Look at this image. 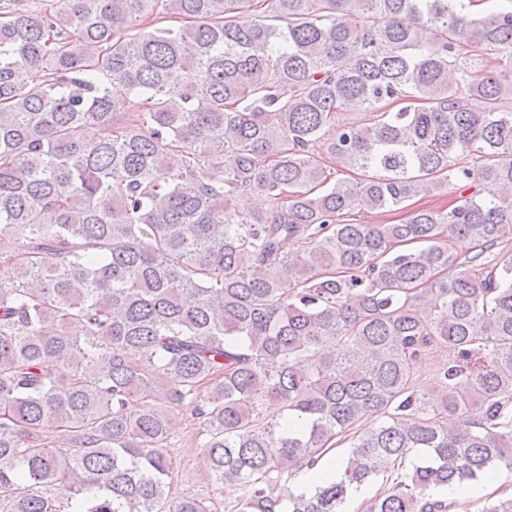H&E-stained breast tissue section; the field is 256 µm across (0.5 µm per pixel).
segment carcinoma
Returning a JSON list of instances; mask_svg holds the SVG:
<instances>
[{"instance_id": "cac0c4a2", "label": "carcinoma", "mask_w": 512, "mask_h": 512, "mask_svg": "<svg viewBox=\"0 0 512 512\" xmlns=\"http://www.w3.org/2000/svg\"><path fill=\"white\" fill-rule=\"evenodd\" d=\"M470 4L0 0V512H57L54 486L210 512L172 493L188 404L238 512H342L379 475L364 512H448L442 488L512 469V255H487L512 242V10ZM343 436L336 478L274 495ZM457 195L453 193V190L448 189L445 191H442L440 195H433L429 197H425L421 200L417 197L415 199H412L411 201L407 202L406 204H411L410 207L403 209V210H397L393 212H387L383 213L382 215H371L372 217H369L367 219H362L360 217H357V219H362L361 221H367L371 222V224H398L402 222V220L407 218V212L412 210L413 208H418L422 206L427 207H434V208H450L453 205H455V198Z\"/></svg>"}]
</instances>
